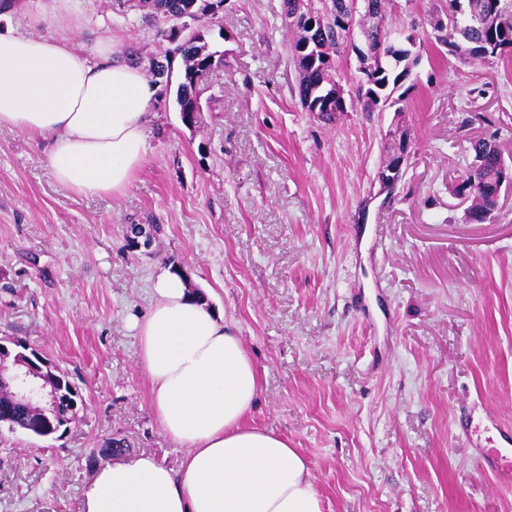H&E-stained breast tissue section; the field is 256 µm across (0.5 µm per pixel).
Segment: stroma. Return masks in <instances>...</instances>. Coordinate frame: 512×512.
Wrapping results in <instances>:
<instances>
[{
    "instance_id": "stroma-1",
    "label": "stroma",
    "mask_w": 512,
    "mask_h": 512,
    "mask_svg": "<svg viewBox=\"0 0 512 512\" xmlns=\"http://www.w3.org/2000/svg\"><path fill=\"white\" fill-rule=\"evenodd\" d=\"M430 8L392 12L420 23L402 100L364 111L346 53L351 104L326 122L300 103L281 0H225L195 124L158 88L147 162L117 198L58 184L44 140L0 129V337L84 399L63 436L0 427V512H80L87 457L113 438L178 467L130 328L167 268L236 329L261 380L248 421L307 459L323 512H512V486L456 426L485 440L491 419L512 424V191L481 224L450 192L472 140L512 155V59L438 48ZM85 9L75 50L112 34L141 66L159 53L156 25L127 24L116 0ZM401 145L390 191L379 175Z\"/></svg>"
}]
</instances>
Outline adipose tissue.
<instances>
[{
  "label": "adipose tissue",
  "mask_w": 512,
  "mask_h": 512,
  "mask_svg": "<svg viewBox=\"0 0 512 512\" xmlns=\"http://www.w3.org/2000/svg\"><path fill=\"white\" fill-rule=\"evenodd\" d=\"M80 11L81 0H50L33 17L42 34L0 45V129L48 140L60 185L117 197L147 160L154 89L140 66L118 60L120 40L73 49L62 31ZM131 328L153 415L185 454L176 470L146 453L101 465L81 512H322L307 460L286 438L247 425L256 366L183 277L159 274Z\"/></svg>",
  "instance_id": "1"
}]
</instances>
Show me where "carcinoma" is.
Returning <instances> with one entry per match:
<instances>
[{
    "mask_svg": "<svg viewBox=\"0 0 512 512\" xmlns=\"http://www.w3.org/2000/svg\"><path fill=\"white\" fill-rule=\"evenodd\" d=\"M344 0H281V16L292 35L289 61L299 73L298 95L309 112H317L325 121H332L347 109L334 80L333 59L357 48L354 33L339 40L336 27L342 17ZM367 9L356 15L358 26L371 52L368 80L370 86L356 88L355 97L363 103L364 111L372 112L384 92L402 86L410 77L419 57H411V50L396 48L383 39V29L392 15L394 0H364ZM224 0H138L121 11L130 20L129 11L142 10L144 17L156 19L166 14L197 15L207 9L212 17L222 10ZM508 0H448V10L435 13L431 27L437 43L451 53L465 55L477 65H488L512 53V13ZM446 18L441 26L438 16ZM210 28L201 24L191 35H180L173 28L157 30V36L166 43L164 59L149 70L154 83L165 80L172 84L171 61L180 57L182 69L177 79L175 102L181 121L196 123L200 111L196 83L200 73L216 71L224 64V52L215 49L207 40ZM472 167L465 178L453 187L455 193L465 192L472 198L466 213L467 220L482 223L492 216L501 193L509 189L512 162L506 161L502 147L493 140L477 139L471 142ZM9 415L12 429L24 433L38 417L36 411L16 402L7 394L0 395V414ZM129 446L114 439L92 454L88 462L94 464L99 456H121Z\"/></svg>",
    "mask_w": 512,
    "mask_h": 512,
    "instance_id": "obj_1",
    "label": "carcinoma"
}]
</instances>
